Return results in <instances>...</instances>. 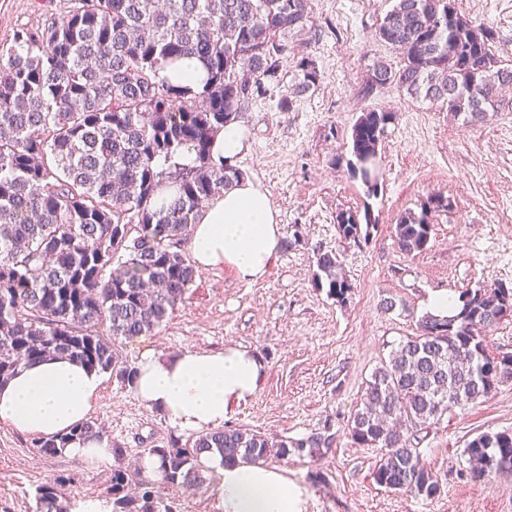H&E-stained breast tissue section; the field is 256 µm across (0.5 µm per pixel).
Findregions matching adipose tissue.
I'll list each match as a JSON object with an SVG mask.
<instances>
[{"label":"adipose tissue","instance_id":"obj_1","mask_svg":"<svg viewBox=\"0 0 512 512\" xmlns=\"http://www.w3.org/2000/svg\"><path fill=\"white\" fill-rule=\"evenodd\" d=\"M281 238L279 214L268 192L246 178L196 216L193 265L199 271L228 266L242 279H260ZM265 370L261 357L239 344L167 357L147 351L138 363L135 389L171 426L201 432L223 426L240 403L254 397ZM102 385L99 370L64 357L47 358L19 369L0 386V421L46 437L67 433L88 419ZM202 462L221 475L223 512H300L297 494L277 467L263 461L227 467L217 454Z\"/></svg>","mask_w":512,"mask_h":512}]
</instances>
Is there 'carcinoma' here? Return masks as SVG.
<instances>
[{"label":"carcinoma","mask_w":512,"mask_h":512,"mask_svg":"<svg viewBox=\"0 0 512 512\" xmlns=\"http://www.w3.org/2000/svg\"><path fill=\"white\" fill-rule=\"evenodd\" d=\"M310 21V0H66L42 30L15 31L0 51L8 56L0 65V384L55 355L134 386L136 367L116 341L152 332L183 302L196 270L181 241L203 206L243 178L214 160L212 142L246 104L281 88L288 37ZM375 37L401 62H374L365 93L393 84L467 124L503 106L512 68L499 65L493 30L461 14L456 0H395ZM192 57L205 71L201 90L160 76ZM320 80L316 61L301 58L280 109ZM392 119L368 110L352 128L349 166L369 195L378 191V145ZM185 151L195 155L190 164L180 162ZM451 207L431 194L420 213L400 215L399 249L422 252L432 215ZM336 223L340 238L359 245L370 236L361 224L376 219L368 209L341 211ZM316 266L317 287L346 304L353 285L337 253H318ZM457 301L453 315L424 314L415 334L381 360L347 423L354 444L380 451L377 484L426 499L441 483L420 455L417 432L512 381V355L492 353L484 336L512 318V287L467 289ZM98 437L89 418L34 446L55 457ZM335 444L328 427L296 440L224 427L184 447L173 440L147 449L160 463L154 479L130 473L126 450L114 445L110 486L97 499L111 512H178L162 490L199 484L205 453L235 466L320 457ZM464 454L479 479L511 472L512 429L479 434ZM70 482L37 487V512H75Z\"/></svg>","instance_id":"carcinoma-1"}]
</instances>
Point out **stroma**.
Segmentation results:
<instances>
[{"label":"stroma","mask_w":512,"mask_h":512,"mask_svg":"<svg viewBox=\"0 0 512 512\" xmlns=\"http://www.w3.org/2000/svg\"><path fill=\"white\" fill-rule=\"evenodd\" d=\"M64 3L0 0V46L11 44L16 29L34 30L61 15ZM456 3L493 27V50L512 66V0ZM392 6L311 0L312 24L293 38L283 69L294 75L297 61L312 57L320 83L294 96L289 111L279 109L275 91L240 114L248 150L236 165L268 191L282 224V245L266 275L248 281L229 267L198 272L159 327L119 340L118 349L131 365L148 350L166 356L235 343L258 353L266 365L262 388L228 426L277 440L325 428L336 436L322 458L295 454L275 462L298 488L302 512H512V473L476 480L463 454L477 435L512 429V381L422 432V457L441 474L442 490L431 499L378 485L377 450L355 445L346 427L366 380L414 334L431 293L512 286V91L504 107L469 126L393 85L365 92L375 61L400 64L399 53L375 37ZM369 109L395 115L378 146L381 177L371 197L349 166L352 128ZM432 193L450 197L453 207L433 216L426 250L405 255L394 234L397 218L419 212ZM366 207L377 218L368 243L341 240L337 213ZM328 250L337 252L354 287L342 306L315 285L316 255ZM386 300L394 311L383 310ZM90 417L108 445L126 448L130 464L141 461L143 449L189 438L110 375ZM59 475L70 478L80 500L105 490L112 465L45 456L31 434L0 422V512H34L36 487ZM219 485V476L204 470L202 484L177 491L181 512H221Z\"/></svg>","instance_id":"35a3bbf8"}]
</instances>
